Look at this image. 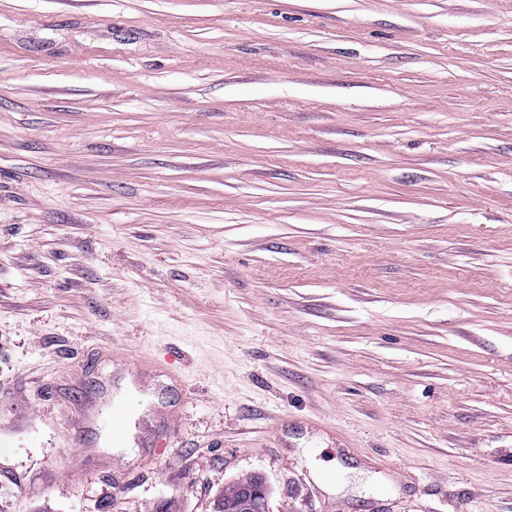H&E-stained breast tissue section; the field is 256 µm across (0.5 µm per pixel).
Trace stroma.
Returning <instances> with one entry per match:
<instances>
[{"instance_id": "1", "label": "stroma", "mask_w": 512, "mask_h": 512, "mask_svg": "<svg viewBox=\"0 0 512 512\" xmlns=\"http://www.w3.org/2000/svg\"><path fill=\"white\" fill-rule=\"evenodd\" d=\"M1 422L0 512H512V0H0ZM139 371L140 364L137 360H127L124 372H121L119 376H112V387L115 386V395L112 397L108 410L97 419L101 427L107 431L113 447L115 444H122L126 441L135 414V407L131 400L123 394L117 395L120 389L118 382L125 374L130 375L133 382H140L137 378ZM130 449L114 447L115 451H129Z\"/></svg>"}]
</instances>
